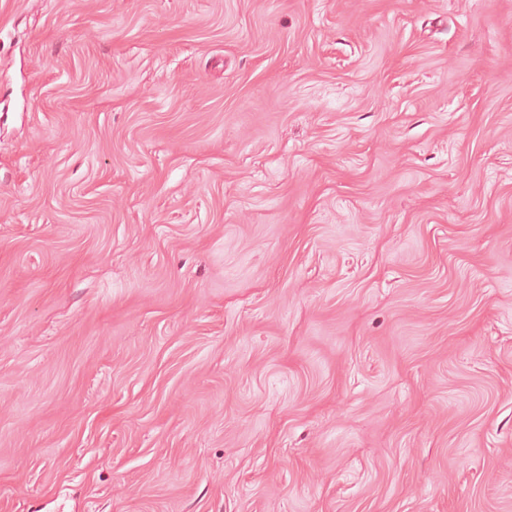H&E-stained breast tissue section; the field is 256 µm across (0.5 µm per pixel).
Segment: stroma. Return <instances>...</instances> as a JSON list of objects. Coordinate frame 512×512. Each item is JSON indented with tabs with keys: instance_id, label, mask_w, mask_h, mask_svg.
<instances>
[{
	"instance_id": "obj_1",
	"label": "stroma",
	"mask_w": 512,
	"mask_h": 512,
	"mask_svg": "<svg viewBox=\"0 0 512 512\" xmlns=\"http://www.w3.org/2000/svg\"><path fill=\"white\" fill-rule=\"evenodd\" d=\"M0 512H512V0H0Z\"/></svg>"
}]
</instances>
